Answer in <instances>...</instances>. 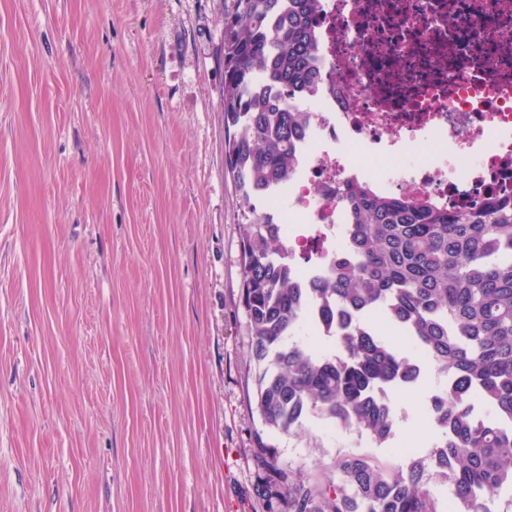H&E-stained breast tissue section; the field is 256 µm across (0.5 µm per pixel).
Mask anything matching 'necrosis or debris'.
Here are the masks:
<instances>
[{"label":"necrosis or debris","instance_id":"obj_1","mask_svg":"<svg viewBox=\"0 0 512 512\" xmlns=\"http://www.w3.org/2000/svg\"><path fill=\"white\" fill-rule=\"evenodd\" d=\"M323 83L290 106L308 126L273 198L301 285L342 251L347 178L447 207L512 197V0H320Z\"/></svg>","mask_w":512,"mask_h":512}]
</instances>
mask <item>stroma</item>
Here are the masks:
<instances>
[{"label":"stroma","mask_w":512,"mask_h":512,"mask_svg":"<svg viewBox=\"0 0 512 512\" xmlns=\"http://www.w3.org/2000/svg\"><path fill=\"white\" fill-rule=\"evenodd\" d=\"M233 0H0V512H265L254 450L324 484L441 441L429 369L378 446L248 402Z\"/></svg>","instance_id":"35a3bbf8"}]
</instances>
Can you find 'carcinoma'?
Here are the masks:
<instances>
[{
	"mask_svg": "<svg viewBox=\"0 0 512 512\" xmlns=\"http://www.w3.org/2000/svg\"><path fill=\"white\" fill-rule=\"evenodd\" d=\"M224 16V122L239 129L228 160L241 199L242 296L253 339L256 410L270 431L296 433L313 416L354 427L376 444L393 435L387 390L413 387L427 365L448 374L430 398L444 438L430 462L385 468L361 454L336 460L323 487L285 468L258 439L266 477L257 493L288 512H443L428 484L450 487L461 512H493L512 488V198L447 208L430 196L380 194L367 182L338 190L349 211L345 258L301 288L288 273L286 225L257 210L283 188L304 134L288 98L319 71V0H233ZM383 317L414 347L382 337ZM335 330L337 351L295 339L303 327ZM480 396L492 417L474 413Z\"/></svg>",
	"mask_w": 512,
	"mask_h": 512,
	"instance_id": "obj_1",
	"label": "carcinoma"
}]
</instances>
